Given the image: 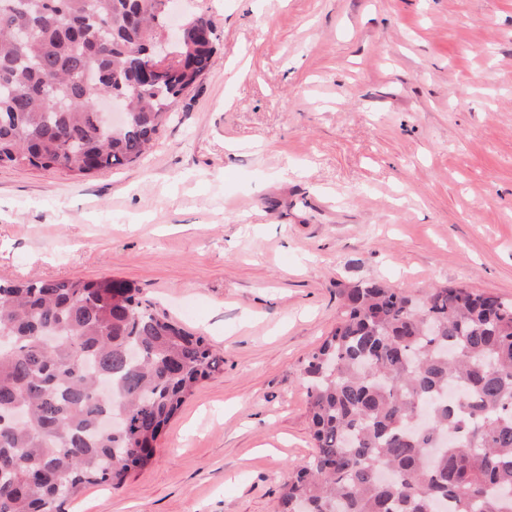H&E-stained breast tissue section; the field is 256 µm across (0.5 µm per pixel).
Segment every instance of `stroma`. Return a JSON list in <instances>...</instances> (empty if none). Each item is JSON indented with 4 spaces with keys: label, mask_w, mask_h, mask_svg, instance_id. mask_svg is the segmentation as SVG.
Returning <instances> with one entry per match:
<instances>
[{
    "label": "stroma",
    "mask_w": 512,
    "mask_h": 512,
    "mask_svg": "<svg viewBox=\"0 0 512 512\" xmlns=\"http://www.w3.org/2000/svg\"><path fill=\"white\" fill-rule=\"evenodd\" d=\"M209 72L140 163L0 168V280L139 288L224 358L121 491L68 512H276L344 289L512 300V0H183Z\"/></svg>",
    "instance_id": "obj_1"
}]
</instances>
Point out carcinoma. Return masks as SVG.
<instances>
[{"label":"carcinoma","mask_w":512,"mask_h":512,"mask_svg":"<svg viewBox=\"0 0 512 512\" xmlns=\"http://www.w3.org/2000/svg\"><path fill=\"white\" fill-rule=\"evenodd\" d=\"M163 0H8L0 7V168L88 177L138 163L209 72L200 14L178 60L144 78ZM102 95L130 105L111 127ZM306 359L314 453L280 512H512V302L465 286L423 300L371 281L344 292ZM0 512H65L118 491L224 362L209 339L124 281H0ZM121 417L119 429L103 423Z\"/></svg>","instance_id":"obj_1"}]
</instances>
